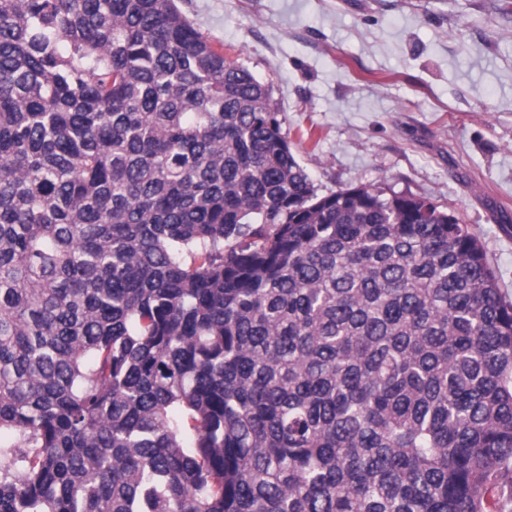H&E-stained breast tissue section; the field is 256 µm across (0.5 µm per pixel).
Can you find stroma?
Listing matches in <instances>:
<instances>
[{
	"instance_id": "obj_1",
	"label": "stroma",
	"mask_w": 512,
	"mask_h": 512,
	"mask_svg": "<svg viewBox=\"0 0 512 512\" xmlns=\"http://www.w3.org/2000/svg\"><path fill=\"white\" fill-rule=\"evenodd\" d=\"M501 0H178L268 85L319 192L448 207L512 300V13Z\"/></svg>"
}]
</instances>
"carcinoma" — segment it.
<instances>
[{
    "label": "carcinoma",
    "instance_id": "carcinoma-1",
    "mask_svg": "<svg viewBox=\"0 0 512 512\" xmlns=\"http://www.w3.org/2000/svg\"><path fill=\"white\" fill-rule=\"evenodd\" d=\"M282 124L176 0H0V512H507L483 244Z\"/></svg>",
    "mask_w": 512,
    "mask_h": 512
}]
</instances>
